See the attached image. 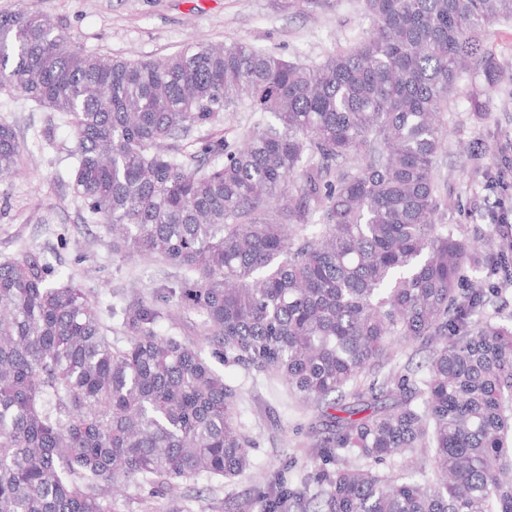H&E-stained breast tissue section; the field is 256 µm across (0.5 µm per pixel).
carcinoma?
Listing matches in <instances>:
<instances>
[{
	"label": "carcinoma",
	"instance_id": "obj_1",
	"mask_svg": "<svg viewBox=\"0 0 512 512\" xmlns=\"http://www.w3.org/2000/svg\"><path fill=\"white\" fill-rule=\"evenodd\" d=\"M363 2L371 28L319 63L241 42L105 58L26 6L0 14V95L66 116L82 223L185 272L112 307L120 340L40 256L0 262V512H112L109 486L174 497L251 468L237 389L156 330L171 302L224 363L317 406L320 490L280 478L262 512H512V315L475 319L487 292L459 288L480 254L506 278L512 258L439 223L434 167L448 96L469 59L495 77L482 37L512 0ZM244 105L262 121L242 142L174 150ZM23 153L0 125V177ZM396 342L426 360L381 377Z\"/></svg>",
	"mask_w": 512,
	"mask_h": 512
}]
</instances>
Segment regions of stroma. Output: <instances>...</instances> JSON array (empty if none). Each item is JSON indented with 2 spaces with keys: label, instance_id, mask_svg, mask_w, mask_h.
<instances>
[{
  "label": "stroma",
  "instance_id": "stroma-1",
  "mask_svg": "<svg viewBox=\"0 0 512 512\" xmlns=\"http://www.w3.org/2000/svg\"><path fill=\"white\" fill-rule=\"evenodd\" d=\"M28 5L66 26L73 39L101 55L162 58L193 40L246 42L291 61L320 62L328 51L360 38L369 28L360 0H321L312 10L296 0H0V13ZM484 47L498 72L484 88L487 106L475 112L468 95L476 85L463 77L448 99V134L436 173L452 205L444 217L458 236L483 238L493 216L504 214L498 244L512 242V19L491 26ZM243 108L198 128L194 141L235 140L258 120ZM0 124L13 126L24 145L22 170L0 180V262L24 253L40 254L56 274L83 285L101 310L127 294L150 297L178 280V269L157 260L112 255L108 234L81 221L69 185L74 147L71 127L57 112L23 98L0 96ZM467 281L489 289L482 317L512 315V284L489 276L485 264L468 265ZM212 366L236 388L245 431L256 441L250 470L233 480L197 478L181 487L189 512H260L272 497L278 475L298 484L314 471L308 432L316 411L295 398L274 377L224 364L204 349Z\"/></svg>",
  "mask_w": 512,
  "mask_h": 512
}]
</instances>
